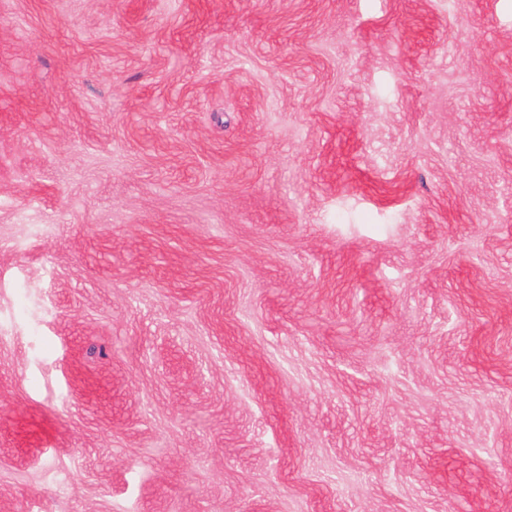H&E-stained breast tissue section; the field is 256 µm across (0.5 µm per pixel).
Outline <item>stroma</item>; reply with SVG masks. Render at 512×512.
<instances>
[{
    "label": "stroma",
    "mask_w": 512,
    "mask_h": 512,
    "mask_svg": "<svg viewBox=\"0 0 512 512\" xmlns=\"http://www.w3.org/2000/svg\"><path fill=\"white\" fill-rule=\"evenodd\" d=\"M0 512H512V0H0Z\"/></svg>",
    "instance_id": "obj_1"
}]
</instances>
